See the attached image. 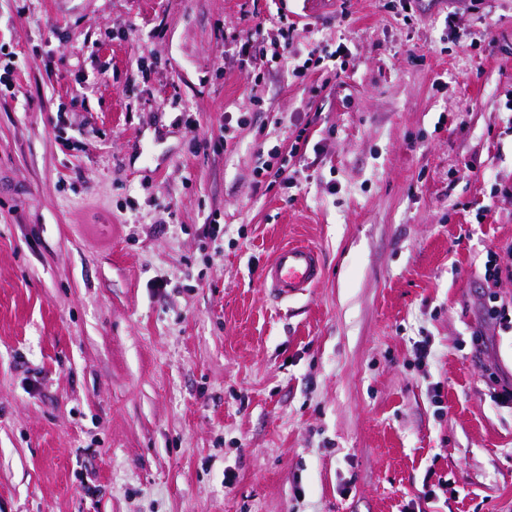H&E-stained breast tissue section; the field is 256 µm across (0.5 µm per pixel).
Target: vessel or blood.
Returning <instances> with one entry per match:
<instances>
[{
	"instance_id": "vessel-or-blood-1",
	"label": "vessel or blood",
	"mask_w": 512,
	"mask_h": 512,
	"mask_svg": "<svg viewBox=\"0 0 512 512\" xmlns=\"http://www.w3.org/2000/svg\"><path fill=\"white\" fill-rule=\"evenodd\" d=\"M321 273L320 256L314 247L289 244L278 249L265 265L261 283L275 298L283 300L313 287Z\"/></svg>"
}]
</instances>
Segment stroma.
Returning <instances> with one entry per match:
<instances>
[{"mask_svg":"<svg viewBox=\"0 0 512 512\" xmlns=\"http://www.w3.org/2000/svg\"><path fill=\"white\" fill-rule=\"evenodd\" d=\"M511 183L512 0H0V512H512ZM318 251L309 245L289 244L276 251L261 273L263 288L277 299H288L312 288L321 278Z\"/></svg>","mask_w":512,"mask_h":512,"instance_id":"35a3bbf8","label":"stroma"}]
</instances>
